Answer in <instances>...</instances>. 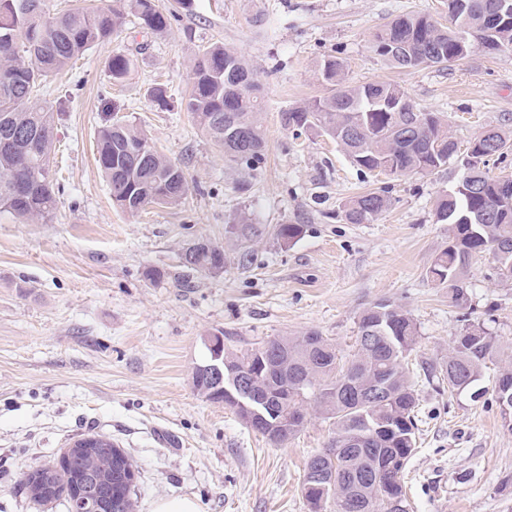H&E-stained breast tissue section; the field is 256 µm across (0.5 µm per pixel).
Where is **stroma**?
Instances as JSON below:
<instances>
[{"label":"stroma","mask_w":512,"mask_h":512,"mask_svg":"<svg viewBox=\"0 0 512 512\" xmlns=\"http://www.w3.org/2000/svg\"><path fill=\"white\" fill-rule=\"evenodd\" d=\"M170 16L154 34L126 15L112 38L51 79L58 99L54 169L61 185L46 220L0 213V512H69L23 489L79 435L100 434L132 460L136 512L162 496L196 500L201 512H309L301 492L308 458L327 448L331 420L311 414L279 446L192 384L206 340L220 333L243 351L276 336L319 331L348 350L365 307L386 301L417 324V448L405 470L409 512H512V430L492 401L512 365V280L491 258L468 276V308L450 303L426 271L448 245L437 199L463 173L470 141L493 125L512 131V48L473 51L447 66L390 68L373 35L396 17L448 18V0H158ZM217 43L253 68L263 104L265 159L256 170L225 161L183 110L199 46ZM133 57L113 81V55ZM339 59L348 82L400 85L447 121L458 151L429 174L372 176L331 138L283 127L281 114L325 91L322 60ZM169 104L152 102L154 85ZM137 126L179 164L189 190L177 206L122 212L96 162L99 129L112 117ZM386 190L391 207L347 223L348 198ZM302 235L281 239L277 228ZM205 241L222 247L217 275L185 266ZM158 270L147 279L146 270ZM483 324L497 352L481 396L427 381L465 321Z\"/></svg>","instance_id":"1"}]
</instances>
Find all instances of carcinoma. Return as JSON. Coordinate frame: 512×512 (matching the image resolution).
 Here are the masks:
<instances>
[{"label":"carcinoma","mask_w":512,"mask_h":512,"mask_svg":"<svg viewBox=\"0 0 512 512\" xmlns=\"http://www.w3.org/2000/svg\"><path fill=\"white\" fill-rule=\"evenodd\" d=\"M500 2L448 0V11L457 12L452 27L427 14L400 16L376 32L374 51L392 68L414 70L460 60L457 39L462 33L489 52L511 49L512 14L507 21L498 18ZM127 10L144 29L158 33L169 26L156 0H112L109 7L76 6L54 16L43 11L41 0H0L1 213L22 222L53 214L59 193L50 165L54 107L38 92L74 59L109 40ZM395 42L404 44L416 63L391 55L388 47ZM132 64L127 55L113 56L112 79L123 78ZM321 71L331 91L281 113L284 128L322 131L365 174L429 173L448 164L453 152L447 125L435 113L419 109L405 90L384 81L351 84L332 57L322 61ZM257 92L254 73L242 56L221 45H203L194 59L191 88L181 100L184 111L224 148V158L249 170L263 162L266 146ZM226 107L248 129L252 151L224 147V130L214 127L209 117ZM484 133L492 140L488 152L475 154L468 173L435 207L437 222L448 225V248L435 257L427 278L448 289V299L457 305L468 301V273L479 258H493L498 274L512 280V209H500L501 196L512 193V178L493 177L485 170L486 162L512 148V133L496 127ZM142 144L148 147L143 164L127 153ZM96 161L113 204L127 213L152 204L177 206L187 194L182 168L131 124H109L98 131ZM390 206L385 193L368 192L342 203V212L350 224H368ZM470 215L485 217V223L462 222ZM215 250L208 242L194 244L186 249V266L205 271L216 260ZM358 329L375 337L372 346L345 354L309 330L273 337L240 355L226 349L224 367L252 374L255 393L267 401L271 413L268 421L250 429L274 444L296 435L304 425L300 414L310 409L333 420L330 445L309 458L303 474L309 512H324L331 500L338 505L353 499L361 503L359 512H408L402 484L392 489L400 501L390 510L373 495L365 475L376 463L374 482L401 478L415 450L417 393L408 357L418 342L417 325L403 309L377 302L360 313ZM495 350L494 337L471 322L456 337L448 358L431 371L448 382L449 393H461L476 385ZM192 383L204 396L218 394L197 368ZM80 466L110 472L119 481L133 463L122 453L86 456Z\"/></svg>","instance_id":"cac0c4a2"}]
</instances>
